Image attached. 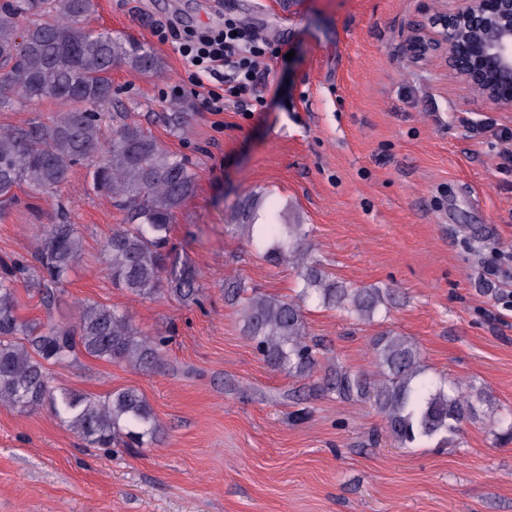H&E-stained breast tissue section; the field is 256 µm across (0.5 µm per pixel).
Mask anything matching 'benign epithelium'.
I'll return each mask as SVG.
<instances>
[{"label": "benign epithelium", "instance_id": "obj_1", "mask_svg": "<svg viewBox=\"0 0 512 512\" xmlns=\"http://www.w3.org/2000/svg\"><path fill=\"white\" fill-rule=\"evenodd\" d=\"M437 0L428 22L418 25L408 44L417 62H436L446 76L469 88H483L482 98L512 105V0ZM481 29L492 38L478 43L467 33Z\"/></svg>", "mask_w": 512, "mask_h": 512}]
</instances>
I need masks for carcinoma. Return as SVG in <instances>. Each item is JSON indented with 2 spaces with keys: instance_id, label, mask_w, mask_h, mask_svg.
I'll return each instance as SVG.
<instances>
[{
  "instance_id": "1",
  "label": "carcinoma",
  "mask_w": 512,
  "mask_h": 512,
  "mask_svg": "<svg viewBox=\"0 0 512 512\" xmlns=\"http://www.w3.org/2000/svg\"><path fill=\"white\" fill-rule=\"evenodd\" d=\"M93 10V0H14L0 12V108L18 100H52L65 107L48 123L0 128V207L21 187L35 198L57 194L71 169L84 165L93 188L126 213L101 250L102 271L112 286L142 298L164 291L197 303L203 291L200 273L168 244L198 173L125 112L112 113V132L105 138L103 114L97 111L112 99L113 69L151 73L162 61L141 43L81 27ZM20 14L31 15L22 29L15 21ZM227 232L246 239L269 262L290 265L297 275L292 297L264 293L242 279L224 284V301L239 311L243 333L268 365L304 380L324 369L312 390L370 405L400 448L431 441L448 445L482 414L497 425L496 440L512 442V417L498 413L488 390L429 376L420 348L400 332L386 329L372 339L371 372L322 366L328 350L309 336L305 305L381 323L395 289L351 286L330 277L313 255L308 230L284 221L272 199L242 200ZM81 251L82 238L63 211L31 259L0 262V404L25 412L47 402L91 448L144 445L154 439L158 424L137 388L104 397L65 392L52 384L50 369L86 355L147 370L159 365L168 339L141 333L127 311L97 302L81 304L76 321L65 325L18 314L20 287L34 291L46 311L55 310Z\"/></svg>"
}]
</instances>
